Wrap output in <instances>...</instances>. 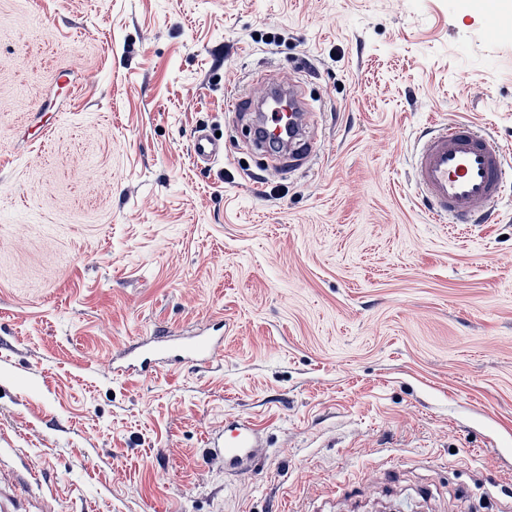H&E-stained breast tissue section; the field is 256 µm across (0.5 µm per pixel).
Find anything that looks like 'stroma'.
<instances>
[{"label": "stroma", "instance_id": "stroma-1", "mask_svg": "<svg viewBox=\"0 0 512 512\" xmlns=\"http://www.w3.org/2000/svg\"><path fill=\"white\" fill-rule=\"evenodd\" d=\"M0 0V486L15 512H512V183L436 224L411 155L512 167V2ZM300 82L318 152L227 85ZM220 133L194 161L188 134ZM214 361L115 375L136 341ZM247 419L255 469L209 456ZM415 155L417 196L438 223L473 224L492 216L507 169L495 140L469 121L434 122ZM191 153L197 162L209 163L224 156V141L197 127L189 134ZM224 345L223 336H188L173 343L171 364L190 366L213 359Z\"/></svg>", "mask_w": 512, "mask_h": 512}]
</instances>
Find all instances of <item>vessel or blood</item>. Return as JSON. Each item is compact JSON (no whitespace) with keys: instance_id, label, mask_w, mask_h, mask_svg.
Masks as SVG:
<instances>
[{"instance_id":"obj_1","label":"vessel or blood","mask_w":512,"mask_h":512,"mask_svg":"<svg viewBox=\"0 0 512 512\" xmlns=\"http://www.w3.org/2000/svg\"><path fill=\"white\" fill-rule=\"evenodd\" d=\"M283 98L284 111L274 110L263 119V132L252 135L255 150L270 153L275 135L288 136L291 161L307 159L313 141L307 134L310 105L300 85L289 81L272 83L260 96L249 97L230 92L225 99L229 112L257 111L260 102ZM191 153L196 161L209 163L224 155V143L205 128L192 129L189 134ZM413 177L417 196L429 216L438 223L451 221L473 224L492 216V207L503 191L507 169L501 149L495 140L469 121L452 120L433 123L416 154ZM220 336H188L173 343L171 362L190 366L213 359L222 349ZM157 350L140 344L132 345L126 354L125 369L152 370ZM222 454L225 467L246 473L258 462L259 431L247 420L229 427Z\"/></svg>"}]
</instances>
